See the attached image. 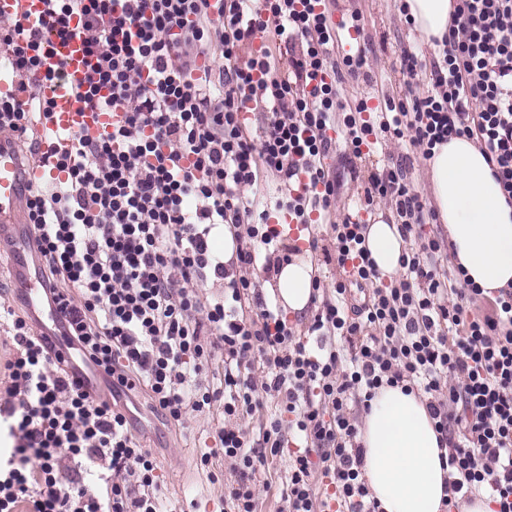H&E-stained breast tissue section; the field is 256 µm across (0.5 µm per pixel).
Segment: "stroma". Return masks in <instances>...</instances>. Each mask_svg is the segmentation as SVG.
Here are the masks:
<instances>
[{"mask_svg": "<svg viewBox=\"0 0 512 512\" xmlns=\"http://www.w3.org/2000/svg\"><path fill=\"white\" fill-rule=\"evenodd\" d=\"M327 8L336 18L359 12L363 27L360 40L369 49L367 76L349 79L342 90L344 97H370L378 103L430 91L428 82H410L403 72L402 48L415 52L420 64L425 65L431 61L432 47L406 23L396 0H328ZM408 149L405 143L389 144L382 152L351 162L346 161L345 150L332 154L327 165L341 182L339 213L358 207L363 183L372 169L383 167L389 156ZM130 409L144 445L156 457L169 508L173 512H224V487L234 481L235 475L220 460L209 468L200 464L201 449L215 445V430L224 420L221 409L189 419L179 427L152 411L145 395L133 396Z\"/></svg>", "mask_w": 512, "mask_h": 512, "instance_id": "35a3bbf8", "label": "stroma"}]
</instances>
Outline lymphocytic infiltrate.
Wrapping results in <instances>:
<instances>
[{"instance_id": "lymphocytic-infiltrate-1", "label": "lymphocytic infiltrate", "mask_w": 512, "mask_h": 512, "mask_svg": "<svg viewBox=\"0 0 512 512\" xmlns=\"http://www.w3.org/2000/svg\"><path fill=\"white\" fill-rule=\"evenodd\" d=\"M44 3L40 29L0 21L21 92L0 100V132L38 145L48 130L51 105L38 91L45 29L81 39L96 59L77 103L120 107L124 120L109 136L73 134L69 150L41 153L65 179L25 201L26 247L60 343L0 304L13 348L0 389V433L12 443L0 452V512H163L157 462L121 407L135 393L171 423L223 408L200 463H231L225 512H258L257 474L281 455V512H379L357 436L359 411L384 386L426 394L448 449V512L480 492L494 512H512V289L476 311L482 289L442 238L419 237L438 214L412 188L407 154L371 172L361 196L367 210L388 202L404 239L419 242L401 277L380 282L365 225L332 221L339 182L326 165L339 144L358 158L406 141L427 160L467 137L511 205L512 0H453L431 92L377 105L341 93L366 50L337 56L336 32H361L360 14L332 21L321 0ZM203 54L223 59L220 76L198 68ZM247 110L261 137L247 132ZM262 176L278 182L271 211L250 194ZM275 211L310 229L313 249L316 226L331 225L344 274L330 292L314 278L303 338L250 276L288 259L285 233L269 223ZM224 224L237 241L227 260L210 241ZM211 277L224 283L213 300L198 289ZM353 283L372 287L357 307ZM219 355L223 378L200 381ZM259 410L258 434L243 432L240 416ZM84 469L93 485H82Z\"/></svg>"}]
</instances>
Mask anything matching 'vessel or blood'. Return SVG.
Instances as JSON below:
<instances>
[{
    "instance_id": "1",
    "label": "vessel or blood",
    "mask_w": 512,
    "mask_h": 512,
    "mask_svg": "<svg viewBox=\"0 0 512 512\" xmlns=\"http://www.w3.org/2000/svg\"><path fill=\"white\" fill-rule=\"evenodd\" d=\"M43 16L42 0H0V20L21 19L26 25L35 24ZM46 46L43 70L53 73L52 80L39 87L41 96L52 104V130H63L96 137L110 133L122 122V111L91 112L74 100L72 89L87 76L91 60L83 43L74 38L58 42L51 33H43ZM63 173L51 166L23 168L10 135L0 133V233L23 222L24 200L28 188L37 183H58Z\"/></svg>"
}]
</instances>
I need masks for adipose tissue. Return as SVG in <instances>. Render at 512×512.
Instances as JSON below:
<instances>
[{
	"instance_id": "1",
	"label": "adipose tissue",
	"mask_w": 512,
	"mask_h": 512,
	"mask_svg": "<svg viewBox=\"0 0 512 512\" xmlns=\"http://www.w3.org/2000/svg\"><path fill=\"white\" fill-rule=\"evenodd\" d=\"M402 4L424 40L447 32L451 0ZM428 166L434 202L456 263L486 296L512 288V206L506 204L478 145L464 137L451 138L435 147ZM366 246L382 281L399 275L407 244L397 224H370ZM313 275L306 253L280 267L275 288L285 313L297 317L307 312ZM358 439L364 448L362 470L380 512H444L448 471L424 395L407 394L399 387L377 390Z\"/></svg>"
}]
</instances>
